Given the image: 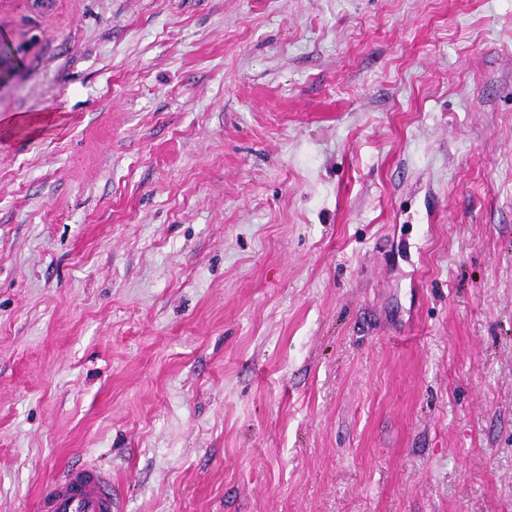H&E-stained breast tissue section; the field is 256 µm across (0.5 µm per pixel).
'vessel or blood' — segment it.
<instances>
[{"label": "vessel or blood", "mask_w": 512, "mask_h": 512, "mask_svg": "<svg viewBox=\"0 0 512 512\" xmlns=\"http://www.w3.org/2000/svg\"><path fill=\"white\" fill-rule=\"evenodd\" d=\"M112 477L90 464L68 466L42 482L37 512H122Z\"/></svg>", "instance_id": "obj_1"}]
</instances>
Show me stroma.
I'll use <instances>...</instances> for the list:
<instances>
[{
	"label": "stroma",
	"instance_id": "stroma-1",
	"mask_svg": "<svg viewBox=\"0 0 512 512\" xmlns=\"http://www.w3.org/2000/svg\"><path fill=\"white\" fill-rule=\"evenodd\" d=\"M0 38V512L83 463L124 512H512V0Z\"/></svg>",
	"mask_w": 512,
	"mask_h": 512
}]
</instances>
